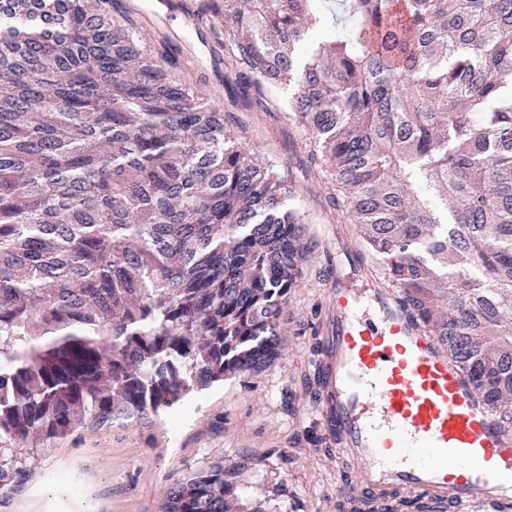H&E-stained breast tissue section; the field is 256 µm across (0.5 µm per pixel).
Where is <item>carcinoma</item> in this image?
<instances>
[{
    "mask_svg": "<svg viewBox=\"0 0 512 512\" xmlns=\"http://www.w3.org/2000/svg\"><path fill=\"white\" fill-rule=\"evenodd\" d=\"M194 0L234 104L314 135L367 270L512 426V0ZM112 0H0V489L47 442L278 356L292 189ZM247 461L158 512H243ZM352 512H402L399 491Z\"/></svg>",
    "mask_w": 512,
    "mask_h": 512,
    "instance_id": "cac0c4a2",
    "label": "carcinoma"
}]
</instances>
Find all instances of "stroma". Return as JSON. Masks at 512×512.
<instances>
[{"label": "stroma", "mask_w": 512, "mask_h": 512, "mask_svg": "<svg viewBox=\"0 0 512 512\" xmlns=\"http://www.w3.org/2000/svg\"><path fill=\"white\" fill-rule=\"evenodd\" d=\"M178 77L224 101L199 34L179 36ZM225 115L256 161L290 176L311 257L300 267V286L282 314V349L263 371L212 384L171 408L79 428L55 439L23 486L0 492V512H157L163 495L191 472L213 463L249 461L247 498L269 512H344L350 498L349 464L323 443L303 378L312 374L313 333L325 316L327 289L336 274L328 245L337 215L330 186L308 156L312 135L286 123L282 113L226 106ZM88 479L86 499H72L63 477Z\"/></svg>", "instance_id": "stroma-1"}]
</instances>
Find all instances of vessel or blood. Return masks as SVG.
Instances as JSON below:
<instances>
[{
	"instance_id": "1",
	"label": "vessel or blood",
	"mask_w": 512,
	"mask_h": 512,
	"mask_svg": "<svg viewBox=\"0 0 512 512\" xmlns=\"http://www.w3.org/2000/svg\"><path fill=\"white\" fill-rule=\"evenodd\" d=\"M339 253L315 415L356 463L363 493L398 489L439 512H512V428L394 289L361 278L358 248Z\"/></svg>"
}]
</instances>
